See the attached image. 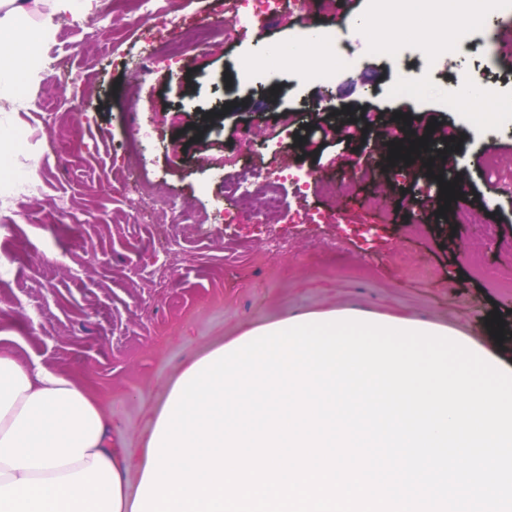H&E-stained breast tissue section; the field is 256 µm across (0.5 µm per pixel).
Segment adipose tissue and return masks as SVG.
Segmentation results:
<instances>
[{"label":"adipose tissue","instance_id":"ef3b65f1","mask_svg":"<svg viewBox=\"0 0 512 512\" xmlns=\"http://www.w3.org/2000/svg\"><path fill=\"white\" fill-rule=\"evenodd\" d=\"M41 0H0V100L25 101L51 33L35 28ZM147 454L131 457L112 441V419L75 379L0 354V512H132L130 474Z\"/></svg>","mask_w":512,"mask_h":512}]
</instances>
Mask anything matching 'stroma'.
<instances>
[{"label": "stroma", "instance_id": "obj_1", "mask_svg": "<svg viewBox=\"0 0 512 512\" xmlns=\"http://www.w3.org/2000/svg\"><path fill=\"white\" fill-rule=\"evenodd\" d=\"M304 23L335 27L352 57L329 82L292 72L241 71L266 44L297 38L280 18L245 39L218 38L189 53L172 71L139 72L143 30L157 44L175 34L158 19L88 0L86 16L106 33L60 38L80 25L69 13L51 16L55 40L43 53L44 78L26 92L28 107L0 101V123L18 129L14 167L38 163L39 189L17 201L0 179V351L86 384L112 414V437L138 454L146 419L172 377L202 350L257 325L320 310L401 315L478 332L499 311L512 329V293L492 279L512 277V190L486 175L495 157L512 170V132H498L486 155L475 128L432 102L388 98L397 76L429 74L436 85L474 69L471 50L427 63L414 49L390 59L368 53L350 30L367 0H307ZM84 15V16H85ZM56 109L52 126L45 110ZM143 136L136 169L127 167L130 126ZM435 131H428V124ZM427 137L405 182L390 164L363 155L365 141ZM250 152L239 153L242 139ZM58 149H44L46 140ZM223 155V170L211 155ZM443 155L459 179L469 224L454 211L436 214L414 184L428 159ZM285 169L283 212L259 223L251 199L224 194L225 180L244 166ZM308 182L297 192L294 177ZM145 182L160 205L145 211ZM381 198L384 213L369 207ZM173 199L191 218L171 221ZM238 221L225 223L224 211ZM347 215L375 224L342 249L321 250L336 225L319 215ZM288 236L286 251H269V231ZM181 243L186 259L154 276L167 246Z\"/></svg>", "mask_w": 512, "mask_h": 512}]
</instances>
